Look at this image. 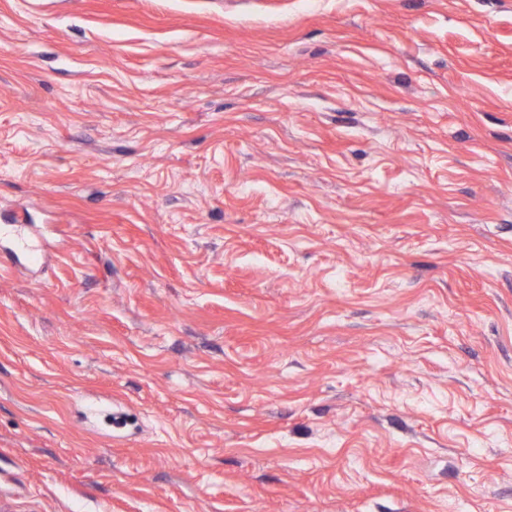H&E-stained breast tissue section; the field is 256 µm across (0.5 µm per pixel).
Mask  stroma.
I'll return each mask as SVG.
<instances>
[{
    "instance_id": "1",
    "label": "stroma",
    "mask_w": 512,
    "mask_h": 512,
    "mask_svg": "<svg viewBox=\"0 0 512 512\" xmlns=\"http://www.w3.org/2000/svg\"><path fill=\"white\" fill-rule=\"evenodd\" d=\"M0 512H512V0H0ZM26 226L27 224L1 225L0 238L9 239L13 245V253L21 255L27 263L34 265V259L41 249L25 234Z\"/></svg>"
}]
</instances>
